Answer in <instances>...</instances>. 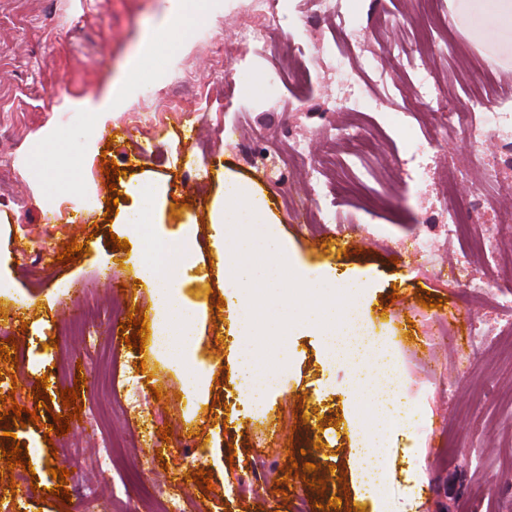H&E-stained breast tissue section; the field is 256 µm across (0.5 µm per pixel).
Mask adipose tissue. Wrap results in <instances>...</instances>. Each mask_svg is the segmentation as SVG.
I'll return each instance as SVG.
<instances>
[{
  "instance_id": "ef3b65f1",
  "label": "adipose tissue",
  "mask_w": 512,
  "mask_h": 512,
  "mask_svg": "<svg viewBox=\"0 0 512 512\" xmlns=\"http://www.w3.org/2000/svg\"><path fill=\"white\" fill-rule=\"evenodd\" d=\"M448 9L457 28L473 30L476 38L486 43L512 44V0H450ZM159 44L149 41L126 77L99 102L86 106L89 125L107 124L134 91L152 80V56ZM192 260L191 237L175 242L161 239L154 250L137 259L135 274L152 291L155 324L166 338L164 358L179 370L183 389L196 392L206 380L195 359L198 310L186 301L181 289V279Z\"/></svg>"
}]
</instances>
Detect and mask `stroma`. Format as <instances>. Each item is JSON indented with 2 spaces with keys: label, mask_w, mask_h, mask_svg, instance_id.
<instances>
[{
  "label": "stroma",
  "mask_w": 512,
  "mask_h": 512,
  "mask_svg": "<svg viewBox=\"0 0 512 512\" xmlns=\"http://www.w3.org/2000/svg\"><path fill=\"white\" fill-rule=\"evenodd\" d=\"M210 6L213 45L201 40L197 23H188L185 47L157 58L152 83L104 127L92 128L80 102L100 99L141 44L161 33L169 0H0V275L15 285L14 297L0 296L7 312L0 336L14 337L23 353L18 403L39 416L38 424L25 427L0 420V446L19 443L22 460L38 466L35 488L22 491L27 512H78L76 502L50 494L56 485L51 471L60 461L43 429L62 414V401L56 397L50 408H40L33 394L36 370L50 351L30 338L51 335L54 322L71 316V298L62 287L82 285L94 303L122 291L129 306L153 313L150 289L135 283L134 258L148 244L123 221L127 201L107 208L111 192L124 195L136 182L162 190L154 232L170 241L193 238L183 292L199 311L197 356L209 371L197 398H182L178 371L159 355L127 347L125 331L115 330L129 368L145 369L152 388L145 400L155 427L169 426L173 434L166 467L148 475V482L164 484L184 469L176 446L191 434L201 455L198 466L212 478L207 486L188 482L187 489L209 512H323L332 499L336 512H382L363 493L353 461L359 430L351 378L328 364L325 339L313 330L298 324L289 334L288 371L270 395L269 420L242 417L227 425L220 419L225 394L236 385L240 349L238 287L225 273L206 213L223 190L217 178L222 169L256 184L268 221L302 269L363 282L357 297L362 316L397 343L405 383L427 385L421 394L425 431L399 428L385 439L383 498L398 503L400 512H512V360L505 354L512 345V308L498 310L496 301L500 294L512 296V195L494 190L482 165L498 153L497 138L472 146L460 132L436 128L430 104L416 96L391 53L400 43L431 53L429 9L417 0H352L363 19L357 40L375 61L365 75L372 95L384 111L416 113L423 134L437 142L435 166L466 171L444 193L428 183L401 189L389 172L403 139L377 130L372 112L332 103L333 31L309 39L302 61L277 43L245 55L238 31L255 20V0H211ZM448 34L455 50L432 53L442 93L463 106L476 82L488 110L512 100V60L490 67L484 46L457 28ZM275 73L281 77L276 91L270 86ZM300 91L329 104V111H299ZM171 94L181 98L182 111L154 121L158 102ZM227 124L237 125L238 139L224 138ZM351 126L371 133L367 168L352 165L337 138L338 128ZM292 131L309 133V148L328 161L320 196L310 194V176L301 165L272 171L247 158L271 145L288 156ZM38 155L55 167L58 180L79 170L83 193L69 196L41 183L31 167ZM106 159L117 164L114 178L102 171ZM478 197L485 201V220L503 227L497 260L478 257L473 264L491 288L487 294L442 282L403 247L423 232L426 212L463 209ZM89 198L95 201L90 208L84 205ZM117 237L128 240L129 251L114 248ZM74 240L87 244L88 252L70 264L57 263L64 244ZM37 243L46 249L40 263L24 255ZM496 314L502 318L499 340L471 342L467 325ZM440 317L448 323L444 336L435 332ZM151 453L139 447L113 469L111 481L125 493L108 501L106 512H145L127 474ZM259 459L265 478L258 492L240 494L239 481L251 479ZM296 462L315 469L307 478H291Z\"/></svg>",
  "instance_id": "1"
}]
</instances>
